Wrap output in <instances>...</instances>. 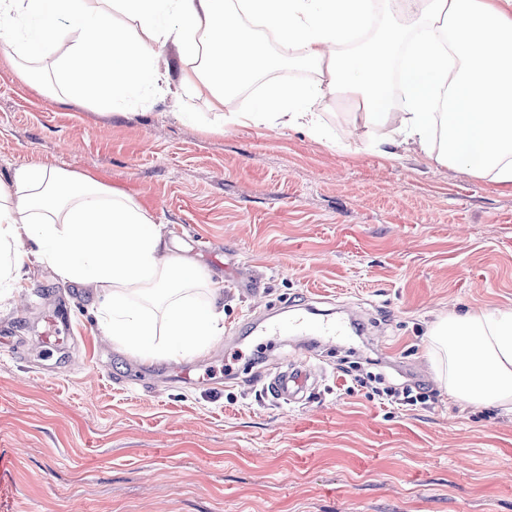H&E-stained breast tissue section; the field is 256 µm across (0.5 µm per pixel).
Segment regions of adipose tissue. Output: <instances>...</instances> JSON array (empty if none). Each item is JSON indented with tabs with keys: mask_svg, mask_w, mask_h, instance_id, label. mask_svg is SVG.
<instances>
[{
	"mask_svg": "<svg viewBox=\"0 0 512 512\" xmlns=\"http://www.w3.org/2000/svg\"><path fill=\"white\" fill-rule=\"evenodd\" d=\"M388 5L409 25L387 27L350 59L337 48L370 22L375 0H0V46L22 62L53 59L69 97L114 108L174 88L206 96L220 125L314 133L320 102L345 91L355 127L390 128L391 145L512 186V0ZM258 24L318 79L270 86L251 111L232 112L234 89L286 61L255 36ZM169 46L179 70L160 59ZM393 81L396 113L386 106ZM31 263L93 288L99 330L141 359L201 355L224 334L221 284L175 252L140 203L93 177L24 165L0 180V286L17 289ZM427 339L451 398L512 408L511 310L448 315Z\"/></svg>",
	"mask_w": 512,
	"mask_h": 512,
	"instance_id": "1",
	"label": "adipose tissue"
}]
</instances>
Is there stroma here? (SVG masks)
<instances>
[{"mask_svg": "<svg viewBox=\"0 0 512 512\" xmlns=\"http://www.w3.org/2000/svg\"><path fill=\"white\" fill-rule=\"evenodd\" d=\"M356 104L304 129L228 125L206 97L152 92L121 108L71 100L0 49V179L22 165L92 173L224 282V334L129 386L93 296L44 265L0 292V512H512V412L452 400L424 344L449 313L512 310V190L353 130ZM198 112L194 124L179 120ZM71 336L40 350L61 297ZM356 316L323 336H265L264 313ZM313 349L314 394L264 392ZM419 388L426 403L388 404Z\"/></svg>", "mask_w": 512, "mask_h": 512, "instance_id": "obj_1", "label": "stroma"}]
</instances>
